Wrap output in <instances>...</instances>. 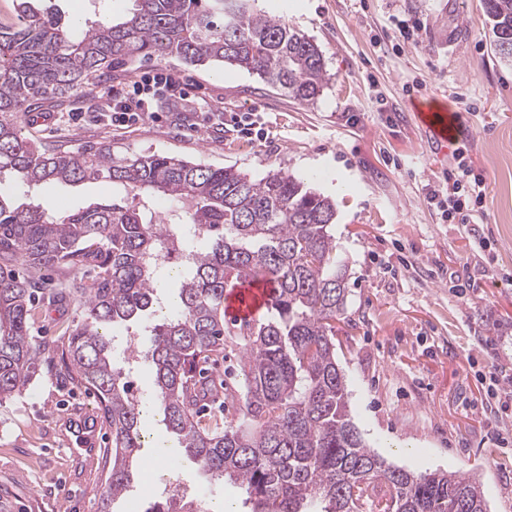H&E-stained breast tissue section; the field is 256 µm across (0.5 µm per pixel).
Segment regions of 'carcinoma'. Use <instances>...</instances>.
I'll return each instance as SVG.
<instances>
[{"label":"carcinoma","mask_w":512,"mask_h":512,"mask_svg":"<svg viewBox=\"0 0 512 512\" xmlns=\"http://www.w3.org/2000/svg\"><path fill=\"white\" fill-rule=\"evenodd\" d=\"M490 46L512 61V0H484ZM20 23L0 27V173L24 183L75 184L106 178L146 198L191 199L190 270L179 274V302L153 328L148 359L162 422L210 477L242 485L251 512H487L477 482L456 472L416 475L386 463L352 421L336 362V321L347 295L331 227L333 202L305 179L272 169L259 179L232 167L167 154L117 156L47 149L21 138L23 114L95 84L118 64L176 56L190 66L229 64L309 103L326 83L318 46L271 17L258 0H135L123 21L84 27L17 0ZM210 242L193 250L197 232ZM162 217L119 204H90L63 217L42 203L15 205L0 195V258H23L37 272L82 270L52 297L76 295L81 322L57 347L68 370L96 390L109 427L111 462L100 512L130 487L142 447L141 405L105 329L130 328L152 303L162 273L149 263L173 235ZM269 281L262 321H242L243 389L208 388L201 365L224 360V295L232 280ZM37 282L0 266V402L19 393L51 346L30 335ZM236 407L234 422L199 418L207 398Z\"/></svg>","instance_id":"1"}]
</instances>
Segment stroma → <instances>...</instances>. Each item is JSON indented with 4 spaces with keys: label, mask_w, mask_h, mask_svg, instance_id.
<instances>
[{
    "label": "stroma",
    "mask_w": 512,
    "mask_h": 512,
    "mask_svg": "<svg viewBox=\"0 0 512 512\" xmlns=\"http://www.w3.org/2000/svg\"><path fill=\"white\" fill-rule=\"evenodd\" d=\"M270 15L320 49L328 82L302 103L252 72L186 67L175 57L114 68L91 89L26 112L27 140L66 151L111 145L122 156L162 153L231 167L258 180L273 168L307 178L336 203L332 233L348 264L345 311L336 323V361L352 420L388 463L424 474L478 477L488 512H512V61L490 48L482 0H262ZM69 22L119 20L132 0H38ZM419 37L402 39L395 19ZM181 72L203 112H254L267 139L246 145L194 114L117 127L98 114L112 85L156 68ZM433 98L460 113V140L486 179L482 215L449 224L425 201L452 150L430 145L414 101ZM15 204L41 200L63 214L91 203L141 207L140 196L105 179L24 185L0 175ZM460 277L453 289L449 275ZM81 319L79 297L32 313L37 341L66 340ZM102 415L92 387L46 361L14 398L0 403V512H99L108 474L66 442L74 404ZM205 486L202 512L240 486L177 461L138 468L116 512H158L175 493Z\"/></svg>",
    "instance_id": "1"
}]
</instances>
